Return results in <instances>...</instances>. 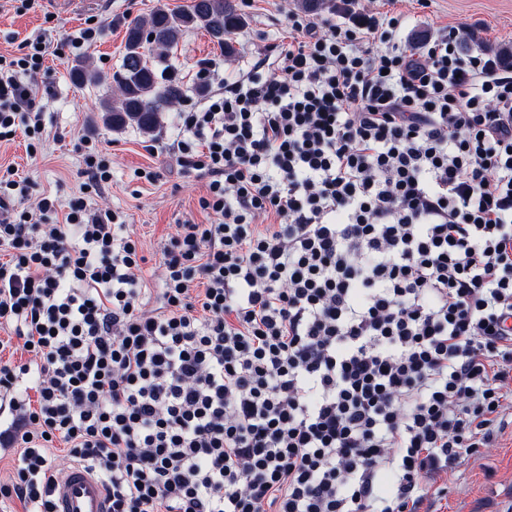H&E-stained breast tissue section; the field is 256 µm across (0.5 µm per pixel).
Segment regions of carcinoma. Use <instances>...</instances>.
Here are the masks:
<instances>
[{
    "instance_id": "cac0c4a2",
    "label": "carcinoma",
    "mask_w": 512,
    "mask_h": 512,
    "mask_svg": "<svg viewBox=\"0 0 512 512\" xmlns=\"http://www.w3.org/2000/svg\"><path fill=\"white\" fill-rule=\"evenodd\" d=\"M244 24L234 0H191L178 11L156 7L145 20L125 25L124 54L120 70L108 76L91 68L89 60H76L72 78L81 86L113 82L112 96L101 102L103 123L115 130L134 125L144 135L152 136L160 126L161 115L184 95L182 82L164 80L147 52L159 54L172 49L181 34L202 29L232 54L230 36Z\"/></svg>"
}]
</instances>
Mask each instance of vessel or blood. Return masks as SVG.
<instances>
[{
    "mask_svg": "<svg viewBox=\"0 0 512 512\" xmlns=\"http://www.w3.org/2000/svg\"><path fill=\"white\" fill-rule=\"evenodd\" d=\"M54 503L55 512H110L103 482L80 465L69 467L58 477Z\"/></svg>",
    "mask_w": 512,
    "mask_h": 512,
    "instance_id": "vessel-or-blood-1",
    "label": "vessel or blood"
}]
</instances>
